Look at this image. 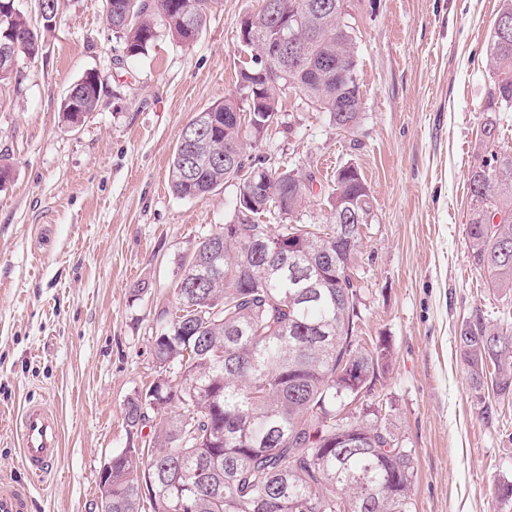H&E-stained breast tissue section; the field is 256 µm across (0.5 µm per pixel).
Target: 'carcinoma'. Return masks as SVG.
<instances>
[{"label":"carcinoma","mask_w":512,"mask_h":512,"mask_svg":"<svg viewBox=\"0 0 512 512\" xmlns=\"http://www.w3.org/2000/svg\"><path fill=\"white\" fill-rule=\"evenodd\" d=\"M106 19L127 56L144 55L166 33L195 43L217 0H105ZM257 24L243 31L251 63L240 71L248 111L267 121L241 129L234 97L203 110L180 131L170 163L173 193L209 195L236 183L240 222L202 236L180 259L176 306L151 337L157 377L126 403L132 430L151 418L147 450L112 454V512H414L412 449L399 445L389 417L367 393L388 364L382 340L367 347L357 334L360 288L352 268L370 223V189L352 165L336 169L330 223L287 224L310 193L312 176L271 170L249 160L245 141L259 142L279 124L280 93L329 113L350 132L363 117L357 41L342 29L341 0H261ZM20 8L0 10V36L18 35V61L39 56L42 32ZM299 46L283 57L271 84L268 66L280 38ZM487 66L493 86L487 110L512 112V34L492 35ZM77 113L96 111L102 80L81 78ZM234 148L247 165L224 162ZM473 204L466 233L473 264L491 287L512 291V152H498L469 173ZM509 220L494 222V214ZM282 224H261L263 215ZM275 247L295 239L280 276L267 271L252 239ZM472 389L491 384L512 400V336L475 315L458 336ZM159 402L151 407L153 400ZM147 493H142L138 470Z\"/></svg>","instance_id":"carcinoma-1"}]
</instances>
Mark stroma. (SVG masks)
Masks as SVG:
<instances>
[{"mask_svg":"<svg viewBox=\"0 0 512 512\" xmlns=\"http://www.w3.org/2000/svg\"><path fill=\"white\" fill-rule=\"evenodd\" d=\"M258 0H219L191 46L161 36L129 57L105 0H59L56 28L17 81L0 88V480L22 475L16 421L50 404L61 431L29 512H98L112 452L140 446L127 399L156 375L151 338L175 306L181 257L234 222L236 189L197 199L169 188L181 129L214 102L245 101L242 21ZM499 0H352L363 119L352 133L294 94L276 130L247 148L264 166L314 177L296 224L325 223L336 168L352 164L373 195L355 273L363 335L393 361L372 399L415 456L416 512H502L512 481V402L475 394L457 337L475 312L512 332V291L491 288L466 234L468 173L492 84L486 45ZM97 73L96 112L80 126L60 105ZM149 289L132 290L139 281Z\"/></svg>","mask_w":512,"mask_h":512,"instance_id":"obj_1","label":"stroma"}]
</instances>
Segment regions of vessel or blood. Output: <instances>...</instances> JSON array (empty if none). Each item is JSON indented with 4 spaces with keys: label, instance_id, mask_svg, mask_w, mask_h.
Instances as JSON below:
<instances>
[{
    "label": "vessel or blood",
    "instance_id": "1",
    "mask_svg": "<svg viewBox=\"0 0 512 512\" xmlns=\"http://www.w3.org/2000/svg\"><path fill=\"white\" fill-rule=\"evenodd\" d=\"M18 433L26 474L44 477L52 470L61 451V435L55 415L42 404L26 407L19 418ZM28 507L26 484L0 485V512H27Z\"/></svg>",
    "mask_w": 512,
    "mask_h": 512
}]
</instances>
